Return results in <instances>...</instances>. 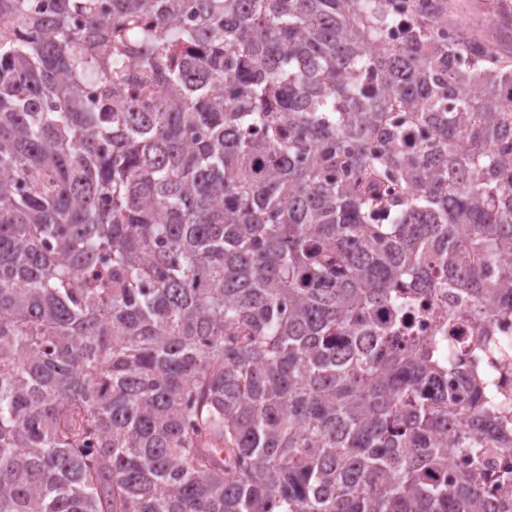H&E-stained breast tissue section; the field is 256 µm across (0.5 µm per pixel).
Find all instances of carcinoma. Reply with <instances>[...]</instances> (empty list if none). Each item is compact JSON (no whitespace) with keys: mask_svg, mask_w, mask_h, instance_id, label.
<instances>
[{"mask_svg":"<svg viewBox=\"0 0 512 512\" xmlns=\"http://www.w3.org/2000/svg\"><path fill=\"white\" fill-rule=\"evenodd\" d=\"M441 28L0 0V512H512L463 316L411 326L512 312V54Z\"/></svg>","mask_w":512,"mask_h":512,"instance_id":"carcinoma-1","label":"carcinoma"}]
</instances>
